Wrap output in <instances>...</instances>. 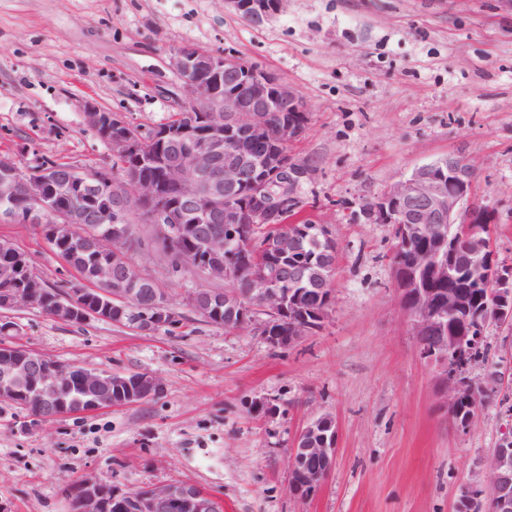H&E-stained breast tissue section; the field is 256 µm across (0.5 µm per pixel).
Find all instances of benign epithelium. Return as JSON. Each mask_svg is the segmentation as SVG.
I'll return each mask as SVG.
<instances>
[{
	"mask_svg": "<svg viewBox=\"0 0 512 512\" xmlns=\"http://www.w3.org/2000/svg\"><path fill=\"white\" fill-rule=\"evenodd\" d=\"M246 22L259 26L280 12L284 0H224ZM168 67L186 84L182 111L196 112L206 129L186 126L179 130L161 127L149 138H133L130 124L117 114L92 103L84 105L86 122L106 136L114 160L129 159L140 164L149 158L152 143L190 147L172 154L163 170L166 183L179 190L175 203H165L158 184L132 171L112 172L73 166L62 178L56 162L40 161L34 166L22 157L0 156L1 224H81L82 236L99 242L110 253L91 279L78 277L66 285L65 295L51 306V315L61 321L108 320L112 313L123 315L130 302H139L140 314L127 326L138 331L154 327L174 328L180 322L161 288L144 293L138 286L151 281L127 259L129 235L126 224L136 220L149 224L152 237L171 246L180 237L183 224H222L224 232L202 238L198 249L179 255L181 266L200 271L208 284L247 277L250 293L261 298L256 307L235 293L224 294L231 322L241 327L255 319L256 310L278 316L288 314L291 330L286 336L263 333L272 348L295 344L316 331L304 314L287 311L279 281L255 272L258 257L283 263L288 280L326 284L333 267L319 271L311 264L292 260L298 251L300 234L283 228L259 246L245 239L248 224H282L288 212L299 206L294 196L301 168L287 153L305 127L302 118L269 123L271 112L302 113L305 105L298 92L272 74L254 65L184 44L172 50ZM477 163L462 155L450 154L414 168L395 180L384 193L363 202L362 216L371 224H391L397 232L395 253H400L436 229L466 240L468 249L462 273L471 281L493 288L494 304L475 312L474 325L463 332L448 330L445 316L460 307L454 291L436 296L418 284L425 271L434 281H446L455 268L448 253H418L408 264L393 259L395 286L403 314L414 336L418 353L436 365L442 406L453 414L462 400L478 405L473 384L456 372L461 350L476 346L491 322H512V267H497L485 225L496 223L487 206L468 201ZM78 190L79 196L104 194L108 202L84 209L74 203L56 208L48 189L61 182ZM23 195L26 211L11 206ZM213 289L193 292L189 305L200 316L212 313ZM45 300L30 288L9 286L0 289V310L44 309ZM164 391L163 381L151 374L99 372L50 358L14 343H0V401L19 403L35 420L47 422L57 417L96 411L114 405H130ZM338 430L334 418L323 414L311 419L299 432L291 449L289 472L293 493L303 499L316 495L326 483L336 457ZM485 483L464 485L457 501L470 507L483 506L490 499L492 512H512V438L484 460ZM125 512H221V504L201 488L187 483H164L144 489H111L100 480L85 477L71 491L72 512H112V505Z\"/></svg>",
	"mask_w": 512,
	"mask_h": 512,
	"instance_id": "obj_1",
	"label": "benign epithelium"
}]
</instances>
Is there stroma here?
<instances>
[{
  "instance_id": "1",
  "label": "stroma",
  "mask_w": 512,
  "mask_h": 512,
  "mask_svg": "<svg viewBox=\"0 0 512 512\" xmlns=\"http://www.w3.org/2000/svg\"><path fill=\"white\" fill-rule=\"evenodd\" d=\"M185 43L258 65L301 96L308 121L288 152L306 174L292 220L325 225L337 243L333 304L319 332L274 349L256 326L201 320L187 298L202 279L170 275L149 246L134 263L184 315L179 329L5 312L18 326L5 341L150 373L164 391L39 425L0 402V503L70 512L71 487L93 476L123 490L190 483L224 512H455L460 486L482 481L512 431V325H488V351L468 370L488 397L456 426L400 309L393 228L359 207L423 163L470 157L472 198L495 211L493 249L512 266V0H286L259 27L224 0H0V154L111 165L84 104L146 129L167 123L184 98L168 54ZM1 240L47 284L74 279L40 227L0 223ZM262 399L272 410L259 411ZM321 414L336 420V460L301 500L289 452Z\"/></svg>"
}]
</instances>
